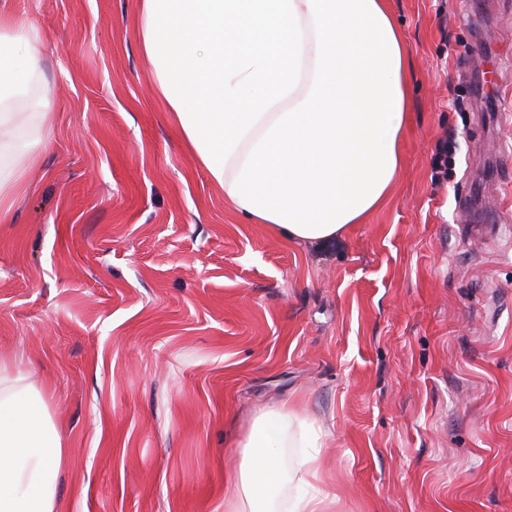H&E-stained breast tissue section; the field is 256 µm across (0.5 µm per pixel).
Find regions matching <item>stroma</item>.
I'll return each instance as SVG.
<instances>
[{"label": "stroma", "instance_id": "35a3bbf8", "mask_svg": "<svg viewBox=\"0 0 512 512\" xmlns=\"http://www.w3.org/2000/svg\"><path fill=\"white\" fill-rule=\"evenodd\" d=\"M11 5L54 102L0 223V357L49 395L64 512H224L238 443L283 401L325 434L336 512H512V0H391L403 177L321 249L209 183L138 0Z\"/></svg>", "mask_w": 512, "mask_h": 512}]
</instances>
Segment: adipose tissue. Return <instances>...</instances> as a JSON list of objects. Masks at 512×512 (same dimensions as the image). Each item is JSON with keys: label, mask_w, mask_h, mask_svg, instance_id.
Masks as SVG:
<instances>
[{"label": "adipose tissue", "mask_w": 512, "mask_h": 512, "mask_svg": "<svg viewBox=\"0 0 512 512\" xmlns=\"http://www.w3.org/2000/svg\"><path fill=\"white\" fill-rule=\"evenodd\" d=\"M152 89L197 165L247 223L324 247L392 195L409 122L406 43L388 0H139ZM44 37L0 0V223L29 188L48 108ZM322 434L289 404L240 443L224 512H335ZM283 448H301L294 463ZM68 450L29 372L0 358V512H62Z\"/></svg>", "instance_id": "obj_1"}]
</instances>
